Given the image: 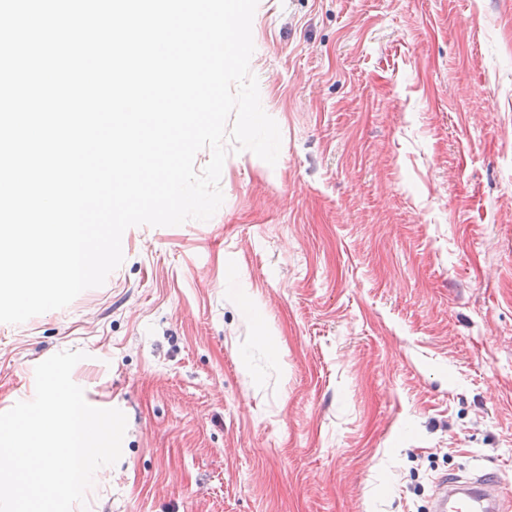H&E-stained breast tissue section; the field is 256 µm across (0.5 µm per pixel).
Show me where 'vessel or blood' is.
<instances>
[{"label": "vessel or blood", "mask_w": 512, "mask_h": 512, "mask_svg": "<svg viewBox=\"0 0 512 512\" xmlns=\"http://www.w3.org/2000/svg\"><path fill=\"white\" fill-rule=\"evenodd\" d=\"M436 485L435 512H512V496L503 492L495 474L470 482L442 477Z\"/></svg>", "instance_id": "vessel-or-blood-1"}]
</instances>
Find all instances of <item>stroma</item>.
Segmentation results:
<instances>
[{"label":"stroma","instance_id":"obj_1","mask_svg":"<svg viewBox=\"0 0 512 512\" xmlns=\"http://www.w3.org/2000/svg\"><path fill=\"white\" fill-rule=\"evenodd\" d=\"M252 38L276 165L229 154L211 219L128 228L102 286L0 323V413L84 353L127 429L73 512L512 491V0H258Z\"/></svg>","mask_w":512,"mask_h":512}]
</instances>
